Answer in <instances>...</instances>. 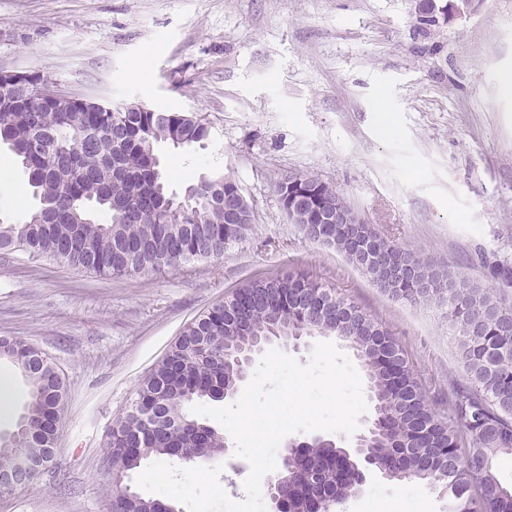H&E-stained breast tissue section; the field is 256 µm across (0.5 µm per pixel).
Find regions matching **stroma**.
<instances>
[{"label":"stroma","instance_id":"1","mask_svg":"<svg viewBox=\"0 0 512 512\" xmlns=\"http://www.w3.org/2000/svg\"><path fill=\"white\" fill-rule=\"evenodd\" d=\"M418 0H0V69L83 98L196 115L206 149L159 146L171 190L233 175L254 221L222 259L103 278L0 253V336L42 351L67 384L48 471L0 512H112L107 433L183 328L239 285L300 266L385 321L447 412L461 379L431 308L390 300L342 256L290 224L276 184L314 175L390 240L462 263L494 286L512 264V0L417 28ZM36 205L0 166V217ZM448 512L417 482L369 472L341 512Z\"/></svg>","mask_w":512,"mask_h":512}]
</instances>
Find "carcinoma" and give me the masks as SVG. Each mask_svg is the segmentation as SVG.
<instances>
[{
    "instance_id": "carcinoma-1",
    "label": "carcinoma",
    "mask_w": 512,
    "mask_h": 512,
    "mask_svg": "<svg viewBox=\"0 0 512 512\" xmlns=\"http://www.w3.org/2000/svg\"><path fill=\"white\" fill-rule=\"evenodd\" d=\"M437 0H419L417 22L433 26ZM37 75L9 96L0 94V144L21 166L39 206L25 220L0 221V251L23 252L104 277L146 275L166 267L221 258L251 230L252 213L229 175L206 173L185 194L170 190L155 151L205 147L203 119L147 112L136 103L106 110L78 103L38 104ZM281 202L300 199L310 223L303 236L361 270L373 287L409 305L434 307L448 324L466 380L448 390V416L427 397L404 351L371 312L307 273L250 281L223 304L182 330L163 359L139 383L126 415L108 436L112 468L129 473L142 461L186 456L213 459L224 434L201 422L191 407L237 391L247 366L243 351L269 339L299 341L334 336L348 344L366 371L375 438L366 452L390 480L419 482L448 498V512H512V486L497 478L494 460L512 455V300L495 288L382 237L364 222L325 224L320 215L352 211L335 186L313 175L277 182ZM24 430L0 448V473L13 469L23 449L54 456L57 437L47 427L63 406L66 385L36 347ZM157 422L146 429L145 413ZM363 474L347 448L317 442L286 464L280 494L291 512H326L358 492ZM168 504L131 489L116 491L112 512H161Z\"/></svg>"
}]
</instances>
